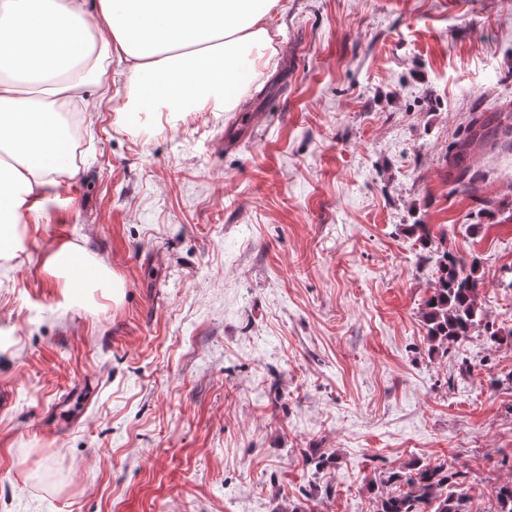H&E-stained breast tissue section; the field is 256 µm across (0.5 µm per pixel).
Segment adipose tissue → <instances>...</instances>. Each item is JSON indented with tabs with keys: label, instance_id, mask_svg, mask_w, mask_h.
<instances>
[{
	"label": "adipose tissue",
	"instance_id": "obj_1",
	"mask_svg": "<svg viewBox=\"0 0 512 512\" xmlns=\"http://www.w3.org/2000/svg\"><path fill=\"white\" fill-rule=\"evenodd\" d=\"M278 0H0V256L14 254L18 227L43 211L75 173L63 109L101 100L83 96L85 74L108 78L111 56L125 58L146 112L233 107L268 64L267 17ZM63 245L47 258L65 296L103 280L101 262L78 271Z\"/></svg>",
	"mask_w": 512,
	"mask_h": 512
}]
</instances>
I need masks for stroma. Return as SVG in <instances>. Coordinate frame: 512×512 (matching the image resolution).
<instances>
[{"label":"stroma","mask_w":512,"mask_h":512,"mask_svg":"<svg viewBox=\"0 0 512 512\" xmlns=\"http://www.w3.org/2000/svg\"><path fill=\"white\" fill-rule=\"evenodd\" d=\"M270 25L229 112L120 116L113 63L76 174L0 258V512H374L415 460L489 512L512 479V345L430 351L405 231L447 225L512 323V151L476 150L475 198L446 162L471 113L512 112V0H279ZM63 244L119 301L63 297Z\"/></svg>","instance_id":"35a3bbf8"}]
</instances>
